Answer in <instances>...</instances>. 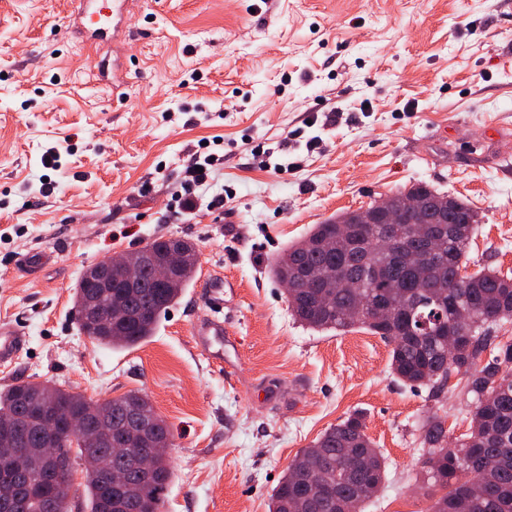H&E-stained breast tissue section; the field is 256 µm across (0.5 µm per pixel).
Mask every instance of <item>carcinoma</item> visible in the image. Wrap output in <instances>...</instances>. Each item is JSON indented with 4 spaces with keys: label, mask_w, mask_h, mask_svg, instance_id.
I'll return each mask as SVG.
<instances>
[{
    "label": "carcinoma",
    "mask_w": 512,
    "mask_h": 512,
    "mask_svg": "<svg viewBox=\"0 0 512 512\" xmlns=\"http://www.w3.org/2000/svg\"><path fill=\"white\" fill-rule=\"evenodd\" d=\"M409 194L436 212L451 213L456 224H426L423 234L411 236L403 224H363L356 211H346L348 223L332 215L312 226L300 241L288 246V259L278 257L274 279L289 283L288 308L304 326L317 332L347 333L357 327L391 345L390 369L397 381L427 387L431 397L445 392L452 375L464 379L472 426L465 437L448 445V428L437 415L422 419L423 463L427 483L443 490L429 512H512V378L501 372L512 364V341L494 336L495 329L512 321V276L482 269L464 278L468 250L478 230V213L464 200L443 194L425 183L387 195L391 207ZM439 241V254L429 258L423 245ZM158 261L171 249L186 255L175 287L154 282L153 272L141 269L143 286L124 287L119 271L112 287L100 297L102 307L121 301L124 310L112 313V326L94 337L114 348L140 345L154 336L162 318L178 303L193 281L199 249L191 241L159 237L147 243ZM355 283L334 288L329 302L320 294L329 275ZM88 272L73 291L76 307L90 297ZM398 307L393 315L372 312L378 299ZM360 307L366 315L349 318ZM37 398L89 416L108 414L124 419V406L149 397L130 391L112 399H93L48 382H22L0 390V415L16 409L20 397ZM16 447L26 450L25 462L35 475L44 468V450L35 429L20 425ZM298 457L317 465L312 476L289 467L273 490L269 512H363L364 504L382 487L386 461L366 434L364 416L354 413L326 430ZM172 471L168 455L155 459L153 476L131 472L126 482L110 485L95 472H86L84 488L90 512H162Z\"/></svg>",
    "instance_id": "carcinoma-1"
}]
</instances>
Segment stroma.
Listing matches in <instances>:
<instances>
[{
  "label": "stroma",
  "instance_id": "1",
  "mask_svg": "<svg viewBox=\"0 0 512 512\" xmlns=\"http://www.w3.org/2000/svg\"><path fill=\"white\" fill-rule=\"evenodd\" d=\"M70 9L0 0V320L26 334L0 389L148 394L173 441L165 512H269L297 453L359 412L387 460L365 512H426L418 423L467 431L458 377L435 399L394 379L380 336L307 329L269 264L423 182L478 212L468 271L512 272V0H133L100 36ZM208 155L224 203L183 210L182 172ZM161 236L200 252L155 335H83L82 271ZM38 252L37 279L17 275Z\"/></svg>",
  "mask_w": 512,
  "mask_h": 512
}]
</instances>
